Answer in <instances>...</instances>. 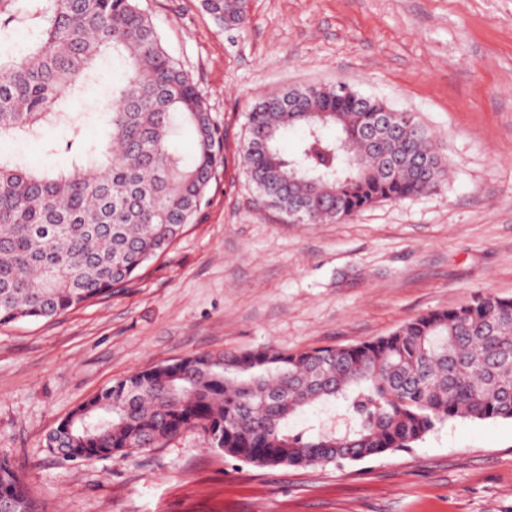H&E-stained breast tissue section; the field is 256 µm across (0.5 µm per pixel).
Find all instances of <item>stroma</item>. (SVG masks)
I'll use <instances>...</instances> for the list:
<instances>
[{
    "mask_svg": "<svg viewBox=\"0 0 512 512\" xmlns=\"http://www.w3.org/2000/svg\"><path fill=\"white\" fill-rule=\"evenodd\" d=\"M225 131L197 223L129 288L0 325V462L38 512H512V420L455 418L413 447L309 467L224 455L191 428L92 461L45 446L118 379L203 353L299 351L512 298V0H251L227 30L200 0H144ZM345 84L415 113L450 172L432 192L293 224L238 163L266 95Z\"/></svg>",
    "mask_w": 512,
    "mask_h": 512,
    "instance_id": "obj_1",
    "label": "stroma"
}]
</instances>
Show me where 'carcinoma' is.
Masks as SVG:
<instances>
[{"label": "carcinoma", "mask_w": 512, "mask_h": 512, "mask_svg": "<svg viewBox=\"0 0 512 512\" xmlns=\"http://www.w3.org/2000/svg\"><path fill=\"white\" fill-rule=\"evenodd\" d=\"M247 2L201 6L238 29ZM109 63L120 69L110 95L72 111ZM91 124L101 141L85 138ZM294 129L302 137L289 157L280 143ZM184 130L189 156L177 142ZM0 138L63 154L38 169L0 153V324L50 319L127 287L196 223L224 167V130L140 0H0ZM240 159L259 196L297 224L430 192L449 165L414 113L322 86L300 89L291 111L286 91L255 103ZM338 401L340 424L291 425ZM85 406L112 409L109 423L64 420L46 447L109 458L200 427L224 454L260 465L378 456L457 417L512 420V298L479 295L347 346L194 355L135 371ZM2 502L0 512H35L0 462Z\"/></svg>", "instance_id": "carcinoma-1"}]
</instances>
